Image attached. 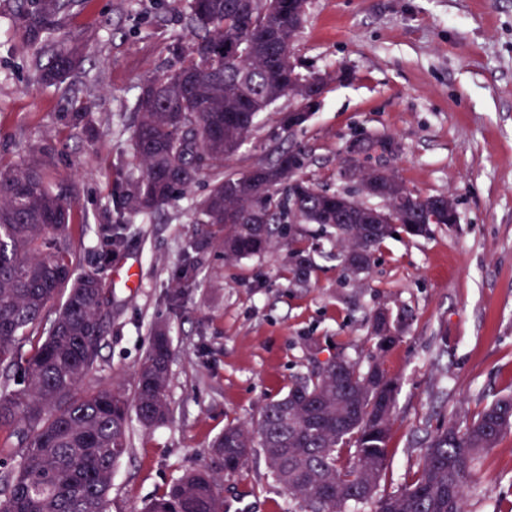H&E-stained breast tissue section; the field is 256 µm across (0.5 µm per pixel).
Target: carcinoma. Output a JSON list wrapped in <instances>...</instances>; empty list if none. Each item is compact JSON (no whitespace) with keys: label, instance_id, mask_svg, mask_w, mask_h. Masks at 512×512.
<instances>
[{"label":"carcinoma","instance_id":"1","mask_svg":"<svg viewBox=\"0 0 512 512\" xmlns=\"http://www.w3.org/2000/svg\"><path fill=\"white\" fill-rule=\"evenodd\" d=\"M16 22L34 49L38 79L61 82L77 63L71 48L47 42L77 0H16ZM246 0H191L194 34L176 46L179 66L139 85L133 116L128 178L111 189L116 213L99 224L87 248L93 269L77 273L81 256L69 242L74 182L57 176L47 157L0 166V369L14 372L19 387L0 382V427L20 438L13 464L0 477V512H111L112 473L128 451L135 421L144 429L172 418L168 398L172 358L169 326L158 324L133 376V397L112 386L79 389L99 356L112 324V289L106 271L122 254L128 218L156 214L193 195L207 175L206 194L192 200L188 223L206 234L189 241L183 263L166 294L181 309L197 283L196 254L210 246L232 261L258 255L286 238L291 271L306 279L312 268L293 245V224H317L336 237L343 276L369 273L370 257L394 234L423 236L432 224H455L458 213L447 195L414 194L394 171L360 172L361 180L383 184L377 196L391 206L389 219H367L342 193L319 189L306 176V152L283 151L270 162L224 172L258 124L282 98L301 99L290 89L292 73L273 69L277 51L293 46L307 0H278L276 14L250 11ZM368 154L392 153V138L369 136L357 145ZM264 223L252 222L249 207ZM235 218H224L227 209ZM61 304L49 310L56 297ZM385 335L369 318L376 354L361 366L343 356L323 363L288 394L264 404L248 426L228 425L211 444L219 464L239 459L243 470L261 454L267 477L304 512H345L350 502L373 512H465V488L481 454L512 429V395L477 415L429 437L414 481L393 493L379 492L388 465L387 445L396 420L398 379L388 376L379 356L402 337L407 323L393 318ZM223 476L203 465L185 472L134 512H224Z\"/></svg>","mask_w":512,"mask_h":512}]
</instances>
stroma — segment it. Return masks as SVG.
<instances>
[{
  "label": "stroma",
  "instance_id": "obj_1",
  "mask_svg": "<svg viewBox=\"0 0 512 512\" xmlns=\"http://www.w3.org/2000/svg\"><path fill=\"white\" fill-rule=\"evenodd\" d=\"M187 14L188 0H80L56 43L84 52L63 82L45 85L14 0H0V163L52 146L54 169L78 186L76 251L110 219L137 87L174 65L172 46L188 40ZM293 52L309 72L336 71L340 80L300 129L278 121L288 100L263 114L225 170L301 146L310 152L308 176L342 191L353 137H390L399 152L359 156L358 167L384 166L411 191L451 196L459 221L387 241L369 277L354 284L343 281L332 241L314 224L297 234L313 264L302 282L292 278L284 243L231 262L207 251L177 316L163 293L196 231L190 202L150 223L134 218L119 263L138 267L140 285L113 283L112 327L84 383L131 387L153 325L169 323L173 419L151 430L131 425L130 453L112 477V512H130L186 469L210 463V444L226 425L251 419L318 363L339 353L368 363L367 318L383 304L411 320L381 359L400 392L380 492L411 482L427 435L454 412L473 416L512 394V0H308ZM83 102L92 118L84 130L65 119ZM223 496L224 512H302L267 479L260 458L225 477ZM466 508L512 512V432L481 456Z\"/></svg>",
  "mask_w": 512,
  "mask_h": 512
}]
</instances>
